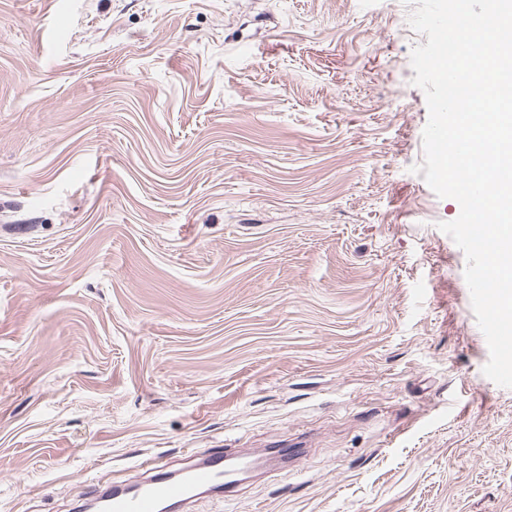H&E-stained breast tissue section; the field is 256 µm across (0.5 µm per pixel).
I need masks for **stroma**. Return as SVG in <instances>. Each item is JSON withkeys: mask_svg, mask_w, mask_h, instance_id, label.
Returning <instances> with one entry per match:
<instances>
[{"mask_svg": "<svg viewBox=\"0 0 512 512\" xmlns=\"http://www.w3.org/2000/svg\"><path fill=\"white\" fill-rule=\"evenodd\" d=\"M415 7L0 0V512L203 448L305 454L191 512H512Z\"/></svg>", "mask_w": 512, "mask_h": 512, "instance_id": "35a3bbf8", "label": "stroma"}]
</instances>
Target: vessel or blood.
<instances>
[{
    "label": "vessel or blood",
    "instance_id": "obj_1",
    "mask_svg": "<svg viewBox=\"0 0 512 512\" xmlns=\"http://www.w3.org/2000/svg\"><path fill=\"white\" fill-rule=\"evenodd\" d=\"M139 473L107 487H94L77 503L78 512H186L198 497L223 498L238 485L242 464L221 448L193 453L179 466L144 458Z\"/></svg>",
    "mask_w": 512,
    "mask_h": 512
}]
</instances>
